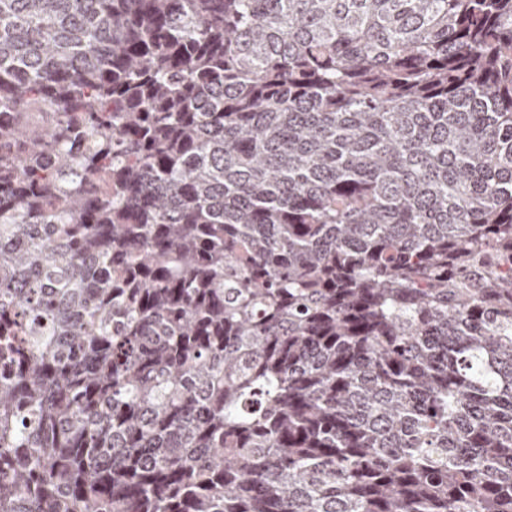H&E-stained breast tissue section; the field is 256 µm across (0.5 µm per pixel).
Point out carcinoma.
<instances>
[{"label": "carcinoma", "mask_w": 512, "mask_h": 512, "mask_svg": "<svg viewBox=\"0 0 512 512\" xmlns=\"http://www.w3.org/2000/svg\"><path fill=\"white\" fill-rule=\"evenodd\" d=\"M0 512H512V0H0Z\"/></svg>", "instance_id": "carcinoma-1"}]
</instances>
